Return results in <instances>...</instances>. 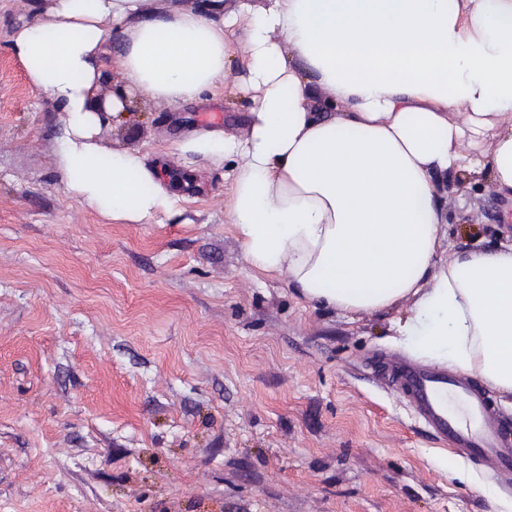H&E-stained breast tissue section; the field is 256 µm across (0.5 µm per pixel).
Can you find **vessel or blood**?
<instances>
[{
  "label": "vessel or blood",
  "mask_w": 512,
  "mask_h": 512,
  "mask_svg": "<svg viewBox=\"0 0 512 512\" xmlns=\"http://www.w3.org/2000/svg\"><path fill=\"white\" fill-rule=\"evenodd\" d=\"M383 371L434 436L512 475V424L495 412L471 378L405 361L387 362Z\"/></svg>",
  "instance_id": "obj_1"
}]
</instances>
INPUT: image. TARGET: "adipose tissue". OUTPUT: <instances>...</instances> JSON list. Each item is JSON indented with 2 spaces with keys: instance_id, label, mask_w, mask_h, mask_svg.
I'll use <instances>...</instances> for the list:
<instances>
[{
  "instance_id": "1",
  "label": "adipose tissue",
  "mask_w": 512,
  "mask_h": 512,
  "mask_svg": "<svg viewBox=\"0 0 512 512\" xmlns=\"http://www.w3.org/2000/svg\"><path fill=\"white\" fill-rule=\"evenodd\" d=\"M34 0L9 46L56 104L65 190L140 224L169 203L146 155L98 135L137 90L176 109L218 95L235 41L253 91L245 139L210 132L186 150L236 160L227 216L247 262L287 275L307 301L379 312L414 356L477 373L512 398V243L437 267L462 145L490 143L493 181L512 191V0ZM116 59L122 88L90 98ZM464 113L463 122L450 121Z\"/></svg>"
}]
</instances>
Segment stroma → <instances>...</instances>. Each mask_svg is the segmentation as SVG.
Instances as JSON below:
<instances>
[{"mask_svg":"<svg viewBox=\"0 0 512 512\" xmlns=\"http://www.w3.org/2000/svg\"><path fill=\"white\" fill-rule=\"evenodd\" d=\"M29 0H0V512H498L512 500L477 458L438 440L376 372L407 357L380 312L303 299L246 261L225 203L234 158L182 152L244 138L239 57L224 92L172 110L145 95L100 130L176 197L141 224L72 197L62 116L8 41ZM444 242L493 251L512 195L449 170ZM487 485L489 494L479 492Z\"/></svg>","mask_w":512,"mask_h":512,"instance_id":"35a3bbf8","label":"stroma"}]
</instances>
